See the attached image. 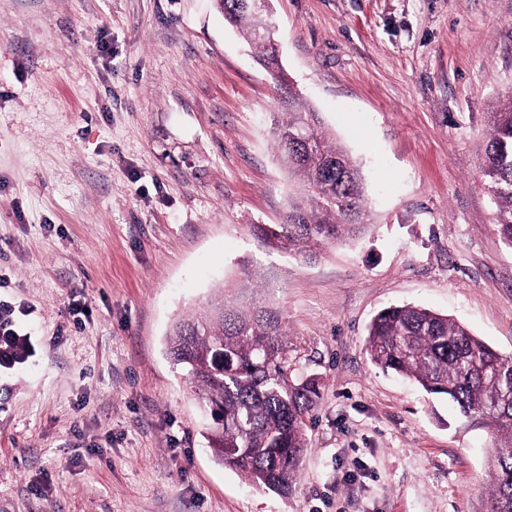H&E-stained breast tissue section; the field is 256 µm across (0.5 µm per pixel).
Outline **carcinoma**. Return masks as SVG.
I'll return each instance as SVG.
<instances>
[{
	"label": "carcinoma",
	"mask_w": 512,
	"mask_h": 512,
	"mask_svg": "<svg viewBox=\"0 0 512 512\" xmlns=\"http://www.w3.org/2000/svg\"><path fill=\"white\" fill-rule=\"evenodd\" d=\"M216 3L229 24L254 42L258 60L267 61L266 44L255 40L253 17L240 0ZM311 116L290 105L274 131L277 150L303 188L302 199L292 205L288 223L255 225L265 243L303 256L323 244L354 240L368 221L361 170L347 151L318 124L309 130L311 147L296 140ZM493 117L481 174L497 231L512 247V97ZM366 345L382 370L448 398L461 416L479 418L495 435L492 512H512V357L448 316L410 304L380 311ZM168 348L199 399L224 415V425L208 431L215 457L257 486L292 492L322 393L318 378L287 374L288 333L276 312L221 294L174 325Z\"/></svg>",
	"instance_id": "cac0c4a2"
}]
</instances>
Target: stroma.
Returning <instances> with one entry per match:
<instances>
[{"label": "stroma", "mask_w": 512, "mask_h": 512, "mask_svg": "<svg viewBox=\"0 0 512 512\" xmlns=\"http://www.w3.org/2000/svg\"><path fill=\"white\" fill-rule=\"evenodd\" d=\"M292 91L360 164L371 222L263 243L297 185L281 90L214 0H0V512H491L495 443L376 367L412 303L512 356V247L481 176L512 95V0H272ZM258 293L322 400L292 493L218 463L172 325ZM83 309L73 316L71 306ZM14 308L0 301V366L6 367L22 360L23 339L13 329Z\"/></svg>", "instance_id": "stroma-1"}]
</instances>
